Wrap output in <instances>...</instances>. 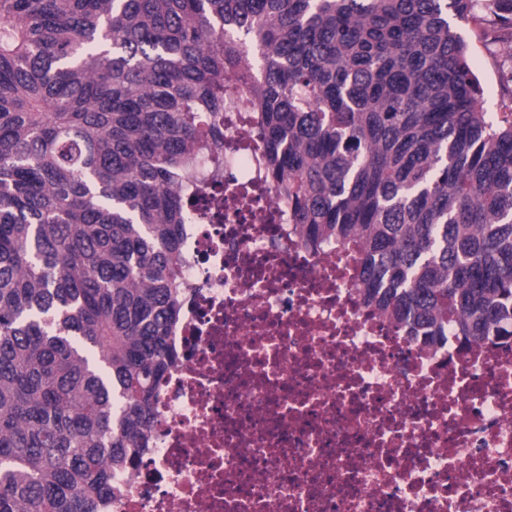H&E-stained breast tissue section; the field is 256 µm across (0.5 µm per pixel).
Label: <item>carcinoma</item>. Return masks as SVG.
I'll use <instances>...</instances> for the list:
<instances>
[{
  "label": "carcinoma",
  "instance_id": "carcinoma-1",
  "mask_svg": "<svg viewBox=\"0 0 512 512\" xmlns=\"http://www.w3.org/2000/svg\"><path fill=\"white\" fill-rule=\"evenodd\" d=\"M512 0H0V512H98L172 355L200 113L253 112L302 243L433 340L512 337ZM459 29L469 44L472 68L479 78L483 91V108L491 115H497L500 113L502 99L500 72L503 67L512 66V59L498 47L476 39L473 23L462 22Z\"/></svg>",
  "mask_w": 512,
  "mask_h": 512
}]
</instances>
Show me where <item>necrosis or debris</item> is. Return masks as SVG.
I'll return each mask as SVG.
<instances>
[{
	"mask_svg": "<svg viewBox=\"0 0 512 512\" xmlns=\"http://www.w3.org/2000/svg\"><path fill=\"white\" fill-rule=\"evenodd\" d=\"M180 228L175 360L104 512H512V343L404 336L346 253L301 248L225 105Z\"/></svg>",
	"mask_w": 512,
	"mask_h": 512,
	"instance_id": "1",
	"label": "necrosis or debris"
}]
</instances>
